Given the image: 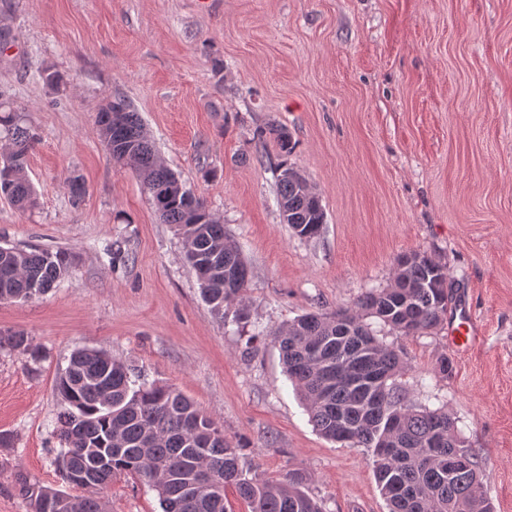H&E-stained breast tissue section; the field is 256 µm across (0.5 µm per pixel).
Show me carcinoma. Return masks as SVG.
I'll use <instances>...</instances> for the list:
<instances>
[{
  "label": "carcinoma",
  "instance_id": "1",
  "mask_svg": "<svg viewBox=\"0 0 512 512\" xmlns=\"http://www.w3.org/2000/svg\"><path fill=\"white\" fill-rule=\"evenodd\" d=\"M96 131L113 163L134 172L165 224L180 236L184 256L202 284L203 300L224 312L248 287L250 270L240 248L203 199L157 156L138 113L123 99L106 102ZM0 132L9 149L0 153V197L21 210L37 206L26 176L27 157L38 141L19 109L0 95ZM279 207L302 238L325 224L318 195L292 167L281 168ZM66 251L0 246V302L47 293L64 277ZM448 267L420 252L397 259L390 284L365 293L352 308L308 313L273 332L289 379L303 398L315 430L324 438L370 454L389 512H491L476 454L456 434L442 409L408 403L396 378L406 369L366 319L374 317L404 336L436 329L453 293ZM31 357L24 333L0 336V346ZM67 405L60 416L56 463L61 480L81 495L19 476L31 512H107L103 490L131 474L155 490L162 512H227L231 486L250 512H323L304 488L308 476L292 470L281 480H260L241 460L209 415L181 392L132 380L122 360L96 349L73 352L57 381Z\"/></svg>",
  "mask_w": 512,
  "mask_h": 512
}]
</instances>
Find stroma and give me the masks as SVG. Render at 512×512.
<instances>
[{
    "mask_svg": "<svg viewBox=\"0 0 512 512\" xmlns=\"http://www.w3.org/2000/svg\"><path fill=\"white\" fill-rule=\"evenodd\" d=\"M0 93L40 136L39 205L0 199V245L73 257L45 295L0 302V332L40 351L0 349V512H30L17 474L61 487L55 384L86 347L192 399L259 477L299 469L325 512H387L363 451L314 429L271 332L354 306L413 251L447 264L481 338L378 337L407 365L409 402L448 411L494 512H512V0H0ZM113 97L241 246L246 323L211 311L173 226L110 162L95 121ZM284 165L321 199L315 238L279 212ZM106 497L109 512H161L129 476Z\"/></svg>",
    "mask_w": 512,
    "mask_h": 512,
    "instance_id": "1",
    "label": "stroma"
}]
</instances>
